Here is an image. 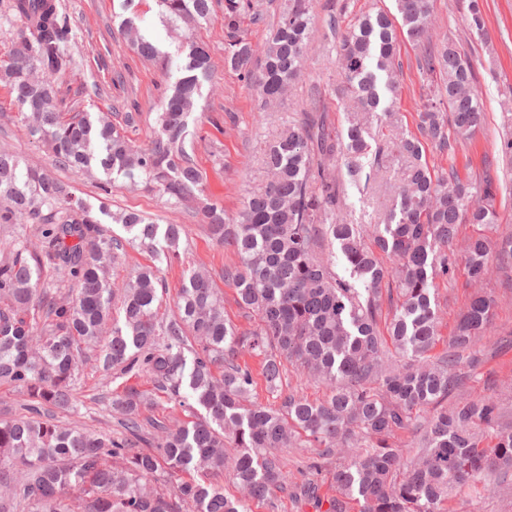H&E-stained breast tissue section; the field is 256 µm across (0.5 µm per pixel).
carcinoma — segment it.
<instances>
[{
	"label": "carcinoma",
	"mask_w": 512,
	"mask_h": 512,
	"mask_svg": "<svg viewBox=\"0 0 512 512\" xmlns=\"http://www.w3.org/2000/svg\"><path fill=\"white\" fill-rule=\"evenodd\" d=\"M163 22L198 24L210 0H155ZM401 24L379 11L341 36L344 92L364 112H395L397 28L411 39L426 32L431 0H397ZM311 0H289L271 33L259 72L244 17L256 19L252 0H224V64L254 83L267 103L279 99L301 70L311 33ZM25 28L0 64L31 136L46 141L65 168L100 167L108 191L117 178L137 177L176 202L202 194L203 175L185 150L188 118L210 55L196 41L184 46V74L160 102L157 131L138 145L125 125L63 112L54 81L75 64L72 27L53 0H14ZM131 45L145 59L166 53L142 35L135 18L124 20ZM439 71L436 100L419 115L418 134L401 139L404 160L400 200L371 243L361 224H330L339 203L335 162L348 173L369 144L352 119L346 135H332L323 112H307L267 149L269 182L249 197L236 220L224 209L198 206L200 223L218 244H232L239 265L224 270L240 306L258 316L257 328L240 332L224 320V300L204 274L191 272L177 315L159 317V270H138L116 294L107 273L130 245L168 262L177 258L180 224H158L138 213L117 218L130 238L113 236L71 186L21 167L0 151V224L15 240L0 257V382L14 386L22 412L0 419V512H249L246 499L224 495L207 474L224 471V441L236 450L229 476L247 499L265 500L285 485L278 450L306 440L316 448L310 467L329 468L336 496L317 502L325 512H443L452 492L512 471V420L491 397L466 395L479 364L476 340L491 323L494 300L473 295L448 339V351L430 352L437 336L434 280L453 273L460 225L499 222L495 178L463 181L454 170L437 173L422 162L424 144L453 155L482 125L476 75L453 43L425 59ZM321 238L337 242L349 278L331 273L315 253ZM512 266V235L469 238L465 270L483 282ZM68 284V298L52 290ZM394 306L387 334L379 329L382 301ZM92 352L106 372L146 374L154 389L190 413L203 414L172 429L143 416L152 393L134 387L112 394L125 436L64 428L49 408L72 406L81 355ZM261 358L272 391L286 359L321 378L325 399L289 394L280 406L249 400L254 378L238 362ZM418 435L414 454L403 434ZM494 436L480 447L483 434ZM364 440L360 452H340ZM172 488L157 487L161 476Z\"/></svg>",
	"instance_id": "obj_1"
}]
</instances>
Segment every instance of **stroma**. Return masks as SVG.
I'll return each instance as SVG.
<instances>
[{
	"instance_id": "obj_1",
	"label": "stroma",
	"mask_w": 512,
	"mask_h": 512,
	"mask_svg": "<svg viewBox=\"0 0 512 512\" xmlns=\"http://www.w3.org/2000/svg\"><path fill=\"white\" fill-rule=\"evenodd\" d=\"M471 0H434L432 25L426 43L416 44L400 37L395 65L399 73L398 112L394 117L375 112L370 116V153L359 159L361 173L350 178L345 161H338L336 174L341 181V204L333 219L339 224H361L365 229L384 223L397 196L402 161L393 145L417 133L418 114L435 90L424 76L420 59L425 47H438L453 40L471 60L477 74L476 89L484 108L482 126L459 145L454 157H447L434 146H426L424 158L438 172L454 169L464 179L479 177L484 171L498 175L497 209L501 222L498 233H512V161L503 158L502 149L512 138V0H478L484 17L483 30L470 28L468 5ZM69 16L75 41L76 65L59 77L54 88L64 102H77L79 109L120 122L127 112L137 113L135 128L128 135L137 144H147L157 129L156 117L163 92L181 75L182 47L188 39L205 42L210 51L212 71L203 81L189 119L185 148L201 170L202 196L222 207L226 216L237 217L249 192L268 181L263 155L268 144L298 123L312 108L325 110L334 132L348 125L347 99L341 92L342 78L337 56L339 35L356 15L382 10L396 14L395 0H335L345 6L337 28H329L326 0H315L312 34L306 46L302 70L276 107L264 108L250 83L224 64V0H212L211 13L196 28L183 25L164 28L154 0H134L133 8L143 29L152 32L171 59L161 68L143 60L131 48L120 22L122 0H55ZM0 149L19 156L23 163L41 168L74 187L92 206L106 205L113 213L138 212L161 224L183 225L180 257L160 266L163 283L161 314L169 316L191 269L207 272L224 298V318L241 331L255 329L257 316L241 308L236 291L224 280L225 267L237 264L238 256L229 245L212 241L205 225L194 215V202L181 205L148 189L143 182L118 178L111 191H103L106 180L100 170L75 172L58 165L47 146L32 140L21 120L14 98L0 82ZM438 288L441 340L434 349H448L456 319L470 296L483 292L495 301L494 319L478 347L482 361L467 392L471 397H491L512 410V275L496 276L482 283L470 282L463 268L448 278L436 279ZM256 377L251 390L254 401L277 406L284 395L297 392L309 399L323 397L324 385L310 378L291 363H284L279 391L270 392L259 377L260 362L248 361ZM126 387L151 390L150 380L141 373H104L93 364L80 365L74 384V408L58 410L54 418L63 426H79L120 437V414L110 399ZM313 450L285 448L281 456L287 475L283 490L266 502L253 501L251 512H314L311 502L296 498L297 485L312 482L320 497L335 496L329 473L310 475L306 468ZM451 512H512V474L500 488L452 494Z\"/></svg>"
}]
</instances>
